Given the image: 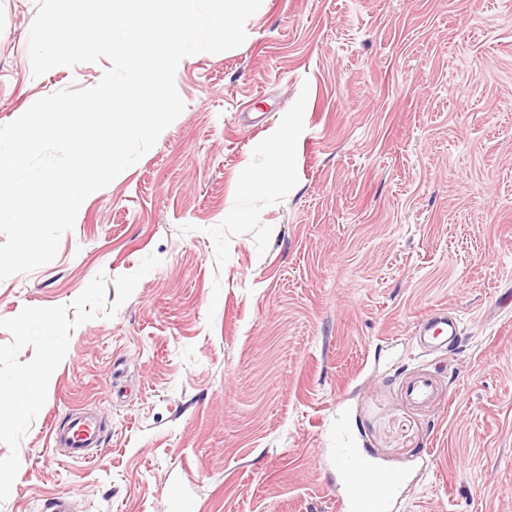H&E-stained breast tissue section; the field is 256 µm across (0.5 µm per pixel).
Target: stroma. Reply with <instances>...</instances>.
Instances as JSON below:
<instances>
[{
    "label": "stroma",
    "instance_id": "1",
    "mask_svg": "<svg viewBox=\"0 0 512 512\" xmlns=\"http://www.w3.org/2000/svg\"><path fill=\"white\" fill-rule=\"evenodd\" d=\"M36 12L0 0V125L110 66L34 76ZM246 32L184 60L181 115L0 281V512H338L340 427L406 473L393 512H512V0H265ZM445 307L464 338L426 349ZM81 408L87 462L49 441Z\"/></svg>",
    "mask_w": 512,
    "mask_h": 512
}]
</instances>
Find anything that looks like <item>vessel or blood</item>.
Segmentation results:
<instances>
[{
	"label": "vessel or blood",
	"mask_w": 512,
	"mask_h": 512,
	"mask_svg": "<svg viewBox=\"0 0 512 512\" xmlns=\"http://www.w3.org/2000/svg\"><path fill=\"white\" fill-rule=\"evenodd\" d=\"M421 341L435 347H447L462 334L460 321L446 309L428 312L417 326ZM54 447L68 448L72 458H84L87 449L99 443L94 424L82 417L72 420L68 429H52ZM336 466L342 474L345 497L342 512H391L394 499L406 482L403 472L384 469L363 458L349 447L344 435L336 437Z\"/></svg>",
	"instance_id": "b4317fda"
}]
</instances>
